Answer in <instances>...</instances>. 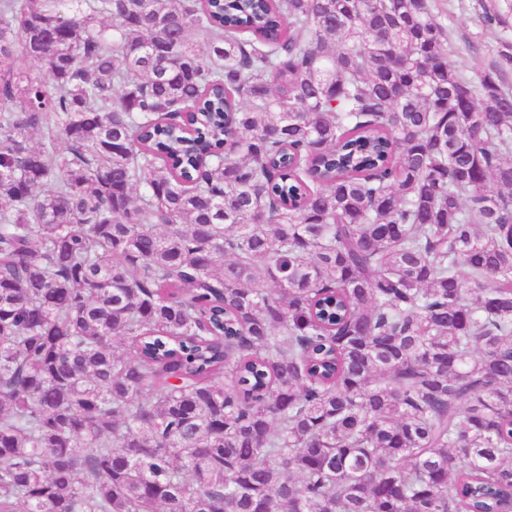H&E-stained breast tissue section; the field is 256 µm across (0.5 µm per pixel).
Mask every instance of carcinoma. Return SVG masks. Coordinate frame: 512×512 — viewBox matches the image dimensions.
<instances>
[{
    "instance_id": "1",
    "label": "carcinoma",
    "mask_w": 512,
    "mask_h": 512,
    "mask_svg": "<svg viewBox=\"0 0 512 512\" xmlns=\"http://www.w3.org/2000/svg\"><path fill=\"white\" fill-rule=\"evenodd\" d=\"M69 2L0 0V512H512V39Z\"/></svg>"
}]
</instances>
